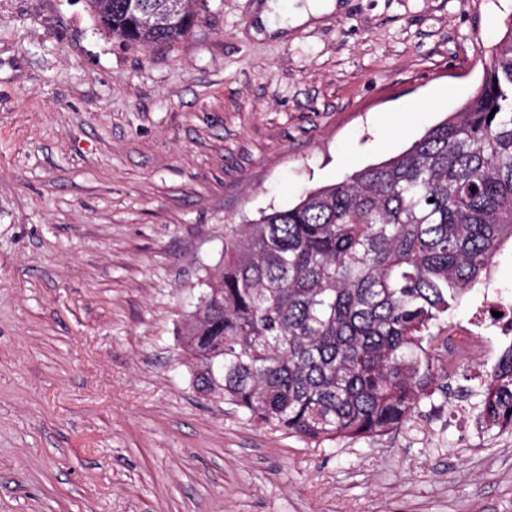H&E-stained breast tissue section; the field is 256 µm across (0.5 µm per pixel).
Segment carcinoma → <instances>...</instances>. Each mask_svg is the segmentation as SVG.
<instances>
[{
	"label": "carcinoma",
	"instance_id": "carcinoma-1",
	"mask_svg": "<svg viewBox=\"0 0 512 512\" xmlns=\"http://www.w3.org/2000/svg\"><path fill=\"white\" fill-rule=\"evenodd\" d=\"M136 46L173 43L189 11L165 0H89ZM512 241V22L460 110L400 154L262 212L224 238L198 283L180 345L190 378L250 419L319 445L398 431L444 391L438 322ZM489 429L512 428V345L481 391Z\"/></svg>",
	"mask_w": 512,
	"mask_h": 512
}]
</instances>
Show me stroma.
Returning <instances> with one entry per match:
<instances>
[{
  "instance_id": "35a3bbf8",
  "label": "stroma",
  "mask_w": 512,
  "mask_h": 512,
  "mask_svg": "<svg viewBox=\"0 0 512 512\" xmlns=\"http://www.w3.org/2000/svg\"><path fill=\"white\" fill-rule=\"evenodd\" d=\"M200 0L177 43L87 0H0V512H512V432L477 416L512 338V244L446 317L447 393L316 445L197 392L175 336L224 234L398 155L481 83L512 0H337L256 36Z\"/></svg>"
}]
</instances>
